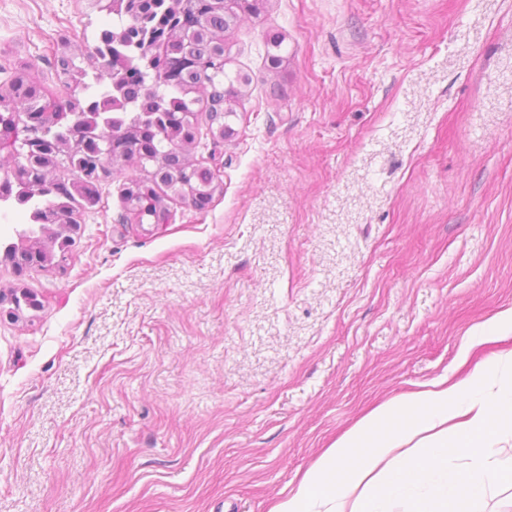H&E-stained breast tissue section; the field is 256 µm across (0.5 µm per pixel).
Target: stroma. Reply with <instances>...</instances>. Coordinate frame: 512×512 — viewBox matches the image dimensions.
<instances>
[{
    "mask_svg": "<svg viewBox=\"0 0 512 512\" xmlns=\"http://www.w3.org/2000/svg\"><path fill=\"white\" fill-rule=\"evenodd\" d=\"M97 0H0L49 99ZM280 36L271 67L267 40ZM205 210L133 224L122 170L61 265L0 259V512H269L377 405L512 349V0H267Z\"/></svg>",
    "mask_w": 512,
    "mask_h": 512,
    "instance_id": "1",
    "label": "stroma"
}]
</instances>
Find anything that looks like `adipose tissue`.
I'll list each match as a JSON object with an SVG mask.
<instances>
[{
  "mask_svg": "<svg viewBox=\"0 0 512 512\" xmlns=\"http://www.w3.org/2000/svg\"><path fill=\"white\" fill-rule=\"evenodd\" d=\"M512 351L478 363L461 379L382 403L361 417L270 512H472L493 486L512 483L494 442L512 435ZM470 460L463 471L450 459ZM432 482L429 494L417 488Z\"/></svg>",
  "mask_w": 512,
  "mask_h": 512,
  "instance_id": "1",
  "label": "adipose tissue"
}]
</instances>
